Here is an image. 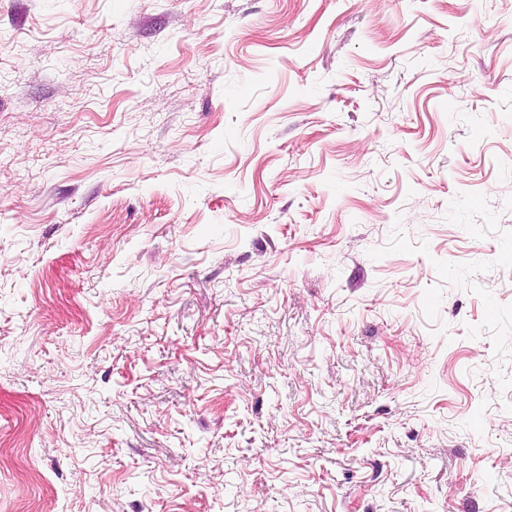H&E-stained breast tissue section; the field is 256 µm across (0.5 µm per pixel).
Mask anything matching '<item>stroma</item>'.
I'll return each instance as SVG.
<instances>
[{
  "mask_svg": "<svg viewBox=\"0 0 512 512\" xmlns=\"http://www.w3.org/2000/svg\"><path fill=\"white\" fill-rule=\"evenodd\" d=\"M0 512H512V0H0Z\"/></svg>",
  "mask_w": 512,
  "mask_h": 512,
  "instance_id": "35a3bbf8",
  "label": "stroma"
}]
</instances>
